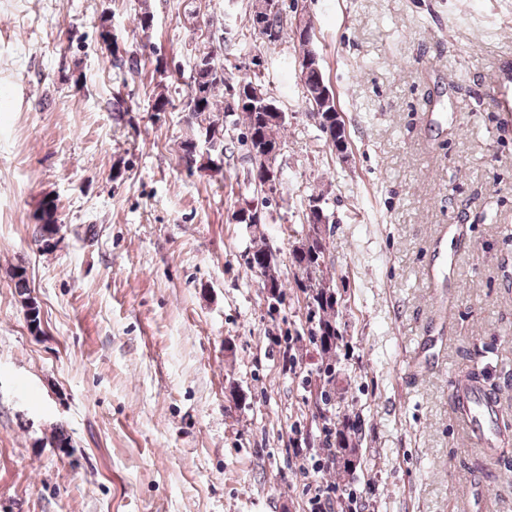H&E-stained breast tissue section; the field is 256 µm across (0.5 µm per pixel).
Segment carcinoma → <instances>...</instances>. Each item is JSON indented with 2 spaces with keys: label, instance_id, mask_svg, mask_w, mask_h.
Segmentation results:
<instances>
[{
  "label": "carcinoma",
  "instance_id": "cac0c4a2",
  "mask_svg": "<svg viewBox=\"0 0 512 512\" xmlns=\"http://www.w3.org/2000/svg\"><path fill=\"white\" fill-rule=\"evenodd\" d=\"M135 21L136 29L144 34L153 28L154 15L147 4H142ZM284 34L282 14L279 12L267 19L264 29L256 32L259 38L270 44L281 40ZM202 56L207 60L210 68L194 69L191 77L198 84L205 85L204 104L197 113L198 122L189 125L190 135L180 142L182 159L192 153L193 140L199 138V128L204 127L221 134L226 131L224 122L214 118V113L220 110L226 113L231 111L228 104L222 109L219 108V94L228 95L231 89L238 87L245 93L252 91L261 96L265 95L262 86L257 83V74L244 72L234 77L233 82L230 83L225 76L224 64L220 62L215 51H204ZM110 62L117 69L130 75L139 73L140 60L137 53L133 51L120 52L115 48L110 52ZM155 71L162 81L156 85L157 91L153 93L150 109L157 113L166 112L172 106V99L168 94V85L164 83V79L169 77L168 65L164 58H156ZM239 112L245 124L243 142L247 146V159L250 164L244 192L239 201V211L245 210L249 213V223L262 224L266 220V215L255 206V200L256 195L264 192L262 171L264 160L260 157V143L256 142V138L261 134L271 142L282 144L286 122L276 113L263 112L246 106L239 108ZM37 220L40 238L45 242L49 241L59 230L56 206L52 199L47 198L41 203ZM326 252V240L315 232H309L301 239L299 245L292 249L290 260L295 270L296 286L308 296L309 342L329 359L324 366L323 374L330 380L335 375V365L331 364V361L336 359L339 340L343 339V336L339 334L336 327V299L333 297L331 288L327 286V279L323 277ZM247 262L251 269L259 273L262 288L267 291L283 288L276 262L266 244L255 245L249 253ZM322 420L324 433L322 445L332 457L333 469L338 475L353 474L356 467L352 462L360 461L359 452L365 439L362 428L341 403L337 404L331 415H322Z\"/></svg>",
  "mask_w": 512,
  "mask_h": 512
}]
</instances>
